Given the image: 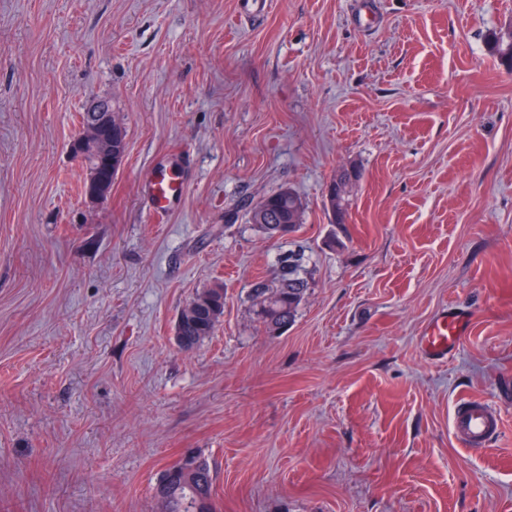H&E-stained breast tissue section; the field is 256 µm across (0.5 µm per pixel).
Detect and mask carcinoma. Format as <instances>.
Listing matches in <instances>:
<instances>
[{"label": "carcinoma", "mask_w": 512, "mask_h": 512, "mask_svg": "<svg viewBox=\"0 0 512 512\" xmlns=\"http://www.w3.org/2000/svg\"><path fill=\"white\" fill-rule=\"evenodd\" d=\"M305 205L293 190L280 188L264 196L248 211V222L268 238L295 231L303 223ZM309 288L304 255L290 252L278 260L271 278L259 277L251 283L249 297L257 321L269 333H278L290 325ZM194 308L180 316L174 330L179 347L195 349L211 336L224 316V289L205 288L192 298ZM214 472L199 456H191L177 474L166 467L158 474L155 498L160 512H215L213 504Z\"/></svg>", "instance_id": "carcinoma-1"}]
</instances>
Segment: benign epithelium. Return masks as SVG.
<instances>
[{
	"label": "benign epithelium",
	"mask_w": 512,
	"mask_h": 512,
	"mask_svg": "<svg viewBox=\"0 0 512 512\" xmlns=\"http://www.w3.org/2000/svg\"><path fill=\"white\" fill-rule=\"evenodd\" d=\"M123 129L112 110V99L98 98L87 108L80 133L71 147L82 163L92 167L91 179L84 189V196L90 201L103 199L112 189L114 166L112 159V134Z\"/></svg>",
	"instance_id": "benign-epithelium-1"
}]
</instances>
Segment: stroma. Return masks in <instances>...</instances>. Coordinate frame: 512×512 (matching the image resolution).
Here are the masks:
<instances>
[{"label":"stroma","mask_w":512,"mask_h":512,"mask_svg":"<svg viewBox=\"0 0 512 512\" xmlns=\"http://www.w3.org/2000/svg\"><path fill=\"white\" fill-rule=\"evenodd\" d=\"M0 0V512H158L161 469L218 512H512V0ZM108 96L127 151L92 203L70 151ZM171 167L162 223L144 194ZM358 171L347 223L327 187ZM292 188L304 222L247 213ZM301 252L265 332L251 282ZM224 316L173 339L197 291ZM466 309L453 356L424 327ZM502 421L484 450L457 401ZM285 188L264 196L248 211L249 223L268 238L289 234L303 223V200L291 188L288 192ZM308 275L304 255L289 252L279 258L271 279L258 277L251 283L249 297L253 302V312L265 331L278 333L295 320L309 288ZM191 300L195 304L193 310L182 314L174 327L178 345L185 351L195 349L211 336L224 316V288H205ZM184 460L185 457L170 465L177 470L185 462V467L179 473H171L167 466L158 474L155 498L161 501L160 511L215 512L214 472L210 464L204 458L195 455H191L187 461Z\"/></svg>","instance_id":"obj_1"}]
</instances>
